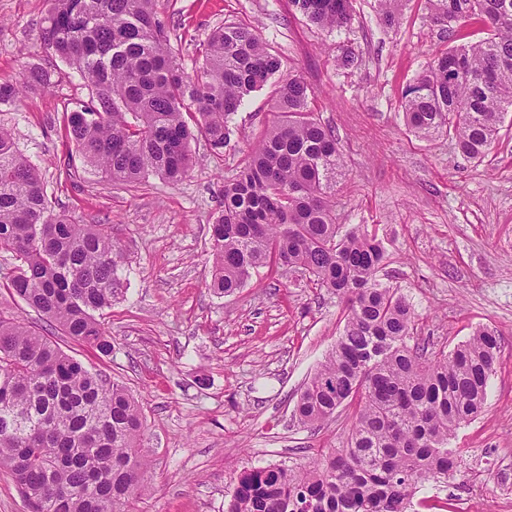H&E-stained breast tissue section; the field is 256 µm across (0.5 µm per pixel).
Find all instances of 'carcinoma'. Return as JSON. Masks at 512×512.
<instances>
[{
  "mask_svg": "<svg viewBox=\"0 0 512 512\" xmlns=\"http://www.w3.org/2000/svg\"><path fill=\"white\" fill-rule=\"evenodd\" d=\"M157 0H50L45 44L87 82L88 100L64 113L83 164L111 182L184 177L190 143L216 152L250 93L273 86L272 117L223 190L211 228L209 287L230 295L266 265L300 268L344 303V326L304 384L293 416L304 427L355 405L346 446L304 469L242 471L224 512H408L419 485L448 478L451 440L482 412L501 342L478 329L451 350L415 336L411 305L377 274L382 240L336 223L331 198L343 169L339 141L309 106L306 81L250 28L226 24L199 44L202 66L179 67ZM311 24L333 30L352 0H289ZM448 48L403 91L407 125L454 141L468 160L495 144L512 109V0H432ZM473 27L487 37L466 40ZM53 74L28 66L0 83V103ZM0 252L13 266L0 289L44 326L0 308V468L32 512H131L144 473L143 419L122 385L87 369L51 340L60 333L103 355L101 317L122 293L125 260L106 224L55 210L39 169L0 125Z\"/></svg>",
  "mask_w": 512,
  "mask_h": 512,
  "instance_id": "cac0c4a2",
  "label": "carcinoma"
}]
</instances>
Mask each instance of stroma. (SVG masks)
<instances>
[{"mask_svg": "<svg viewBox=\"0 0 512 512\" xmlns=\"http://www.w3.org/2000/svg\"><path fill=\"white\" fill-rule=\"evenodd\" d=\"M48 0H0V82L29 64L55 84L0 104V124L39 168L55 206L83 224H108L125 253L126 288L104 315L112 351L59 337L88 368L139 401L148 466L133 512H224L238 475L273 464L303 465L344 446L351 407L310 430L293 417L304 383L344 325L336 294L312 277L260 268L223 296L209 287L211 225L226 182L273 108L270 88L247 97L215 153L191 143L192 166L176 183L150 177L136 187L83 168L63 116L85 99L84 79L50 53L41 20ZM179 65L195 73L196 52L217 27L254 29L309 85L310 107L333 127L344 169L333 199L337 223L367 226L382 239L379 273L411 304L420 336L453 348L476 327L497 331L501 353L483 412L458 429V464L443 486L416 496L428 512H506L512 487V125L478 161L447 137L415 134L401 108L406 84L446 49L431 0H394L387 24L379 0H353L350 23L328 32L292 12L288 0H159ZM353 52L354 66L337 57Z\"/></svg>", "mask_w": 512, "mask_h": 512, "instance_id": "35a3bbf8", "label": "stroma"}]
</instances>
